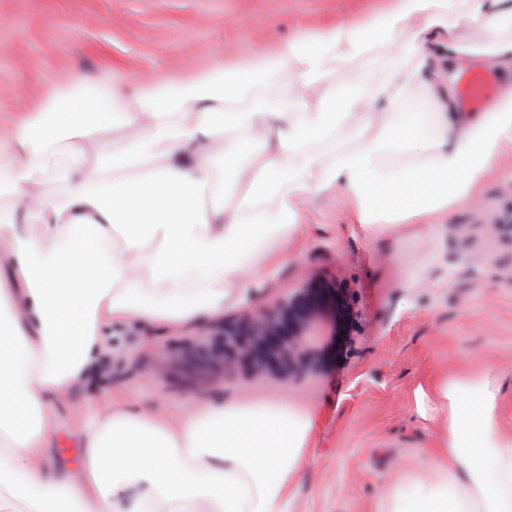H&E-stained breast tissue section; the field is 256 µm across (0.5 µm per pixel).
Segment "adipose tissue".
I'll use <instances>...</instances> for the list:
<instances>
[{
	"instance_id": "ef3b65f1",
	"label": "adipose tissue",
	"mask_w": 512,
	"mask_h": 512,
	"mask_svg": "<svg viewBox=\"0 0 512 512\" xmlns=\"http://www.w3.org/2000/svg\"><path fill=\"white\" fill-rule=\"evenodd\" d=\"M467 62L512 71V0H391L184 80L76 77L0 131V512H289L312 418L287 398L176 419L109 402L72 466L53 459L52 407L108 377L113 327L220 323L287 256L305 199L343 192L374 234L469 202L512 149V98L459 112ZM499 398L491 367L417 387L447 430L373 512H512Z\"/></svg>"
}]
</instances>
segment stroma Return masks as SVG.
Wrapping results in <instances>:
<instances>
[{
    "label": "stroma",
    "instance_id": "1",
    "mask_svg": "<svg viewBox=\"0 0 512 512\" xmlns=\"http://www.w3.org/2000/svg\"><path fill=\"white\" fill-rule=\"evenodd\" d=\"M388 0H0V127L38 108L80 76L124 73L132 84L158 72L183 78L245 45L269 47ZM512 151L502 154L470 204L421 235L373 236L348 223L331 193L305 204L302 234L263 273L260 289L226 309L225 321L264 314L318 287L321 334L308 368L251 374L241 363L212 368L206 394L226 400L276 391L313 416L290 512H371L401 467L427 461L445 429L415 411L417 386L497 367L503 434L512 435ZM196 330L115 328L112 374L57 406L54 446L75 460V433L91 410L115 400L182 415L194 400L180 361Z\"/></svg>",
    "mask_w": 512,
    "mask_h": 512
}]
</instances>
